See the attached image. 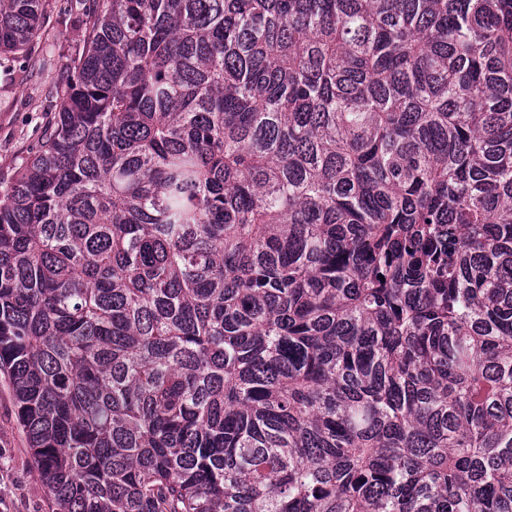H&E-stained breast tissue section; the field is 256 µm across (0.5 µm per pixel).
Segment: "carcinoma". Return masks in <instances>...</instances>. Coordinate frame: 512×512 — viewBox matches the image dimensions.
Segmentation results:
<instances>
[{
    "mask_svg": "<svg viewBox=\"0 0 512 512\" xmlns=\"http://www.w3.org/2000/svg\"><path fill=\"white\" fill-rule=\"evenodd\" d=\"M84 41L0 188L53 512H512V0H92Z\"/></svg>",
    "mask_w": 512,
    "mask_h": 512,
    "instance_id": "carcinoma-1",
    "label": "carcinoma"
}]
</instances>
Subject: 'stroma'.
I'll use <instances>...</instances> for the list:
<instances>
[{
    "label": "stroma",
    "instance_id": "stroma-1",
    "mask_svg": "<svg viewBox=\"0 0 512 512\" xmlns=\"http://www.w3.org/2000/svg\"><path fill=\"white\" fill-rule=\"evenodd\" d=\"M83 21L67 0H46L40 37L26 53L0 54V182L15 177L56 114L69 69L84 51ZM0 512H52L0 378Z\"/></svg>",
    "mask_w": 512,
    "mask_h": 512
}]
</instances>
